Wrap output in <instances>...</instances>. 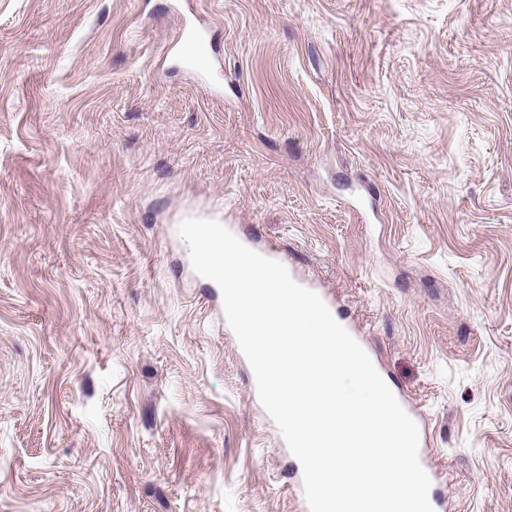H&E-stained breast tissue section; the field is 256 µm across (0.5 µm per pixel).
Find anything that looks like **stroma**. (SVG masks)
<instances>
[{"label":"stroma","mask_w":512,"mask_h":512,"mask_svg":"<svg viewBox=\"0 0 512 512\" xmlns=\"http://www.w3.org/2000/svg\"><path fill=\"white\" fill-rule=\"evenodd\" d=\"M187 212L512 512V0H0V512H304Z\"/></svg>","instance_id":"stroma-1"}]
</instances>
